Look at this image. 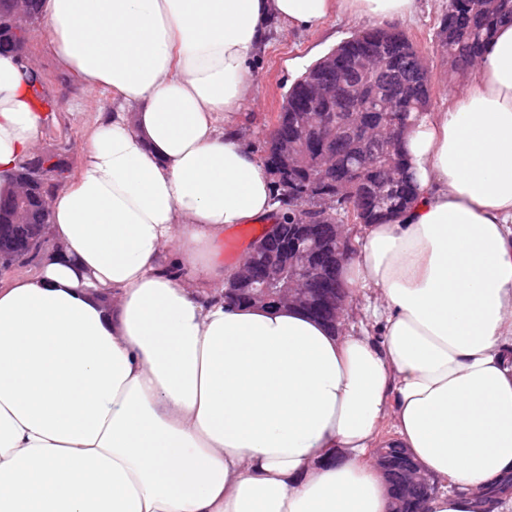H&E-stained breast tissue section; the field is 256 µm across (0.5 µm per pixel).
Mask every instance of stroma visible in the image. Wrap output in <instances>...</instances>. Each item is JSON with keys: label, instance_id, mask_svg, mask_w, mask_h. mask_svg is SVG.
<instances>
[{"label": "stroma", "instance_id": "35a3bbf8", "mask_svg": "<svg viewBox=\"0 0 512 512\" xmlns=\"http://www.w3.org/2000/svg\"><path fill=\"white\" fill-rule=\"evenodd\" d=\"M446 0H420V11L410 21L396 26L414 43L430 69L432 108H440L450 91L463 90L468 78H449L446 54L436 38L438 18ZM369 23L351 17H331L320 30L288 31L274 34L255 65L254 88L246 97L245 119L241 135L258 156L266 154V139L280 112L290 85L315 59L312 50L327 53ZM30 57L42 76L41 91L49 99L43 107L44 128L38 151L59 155L68 165L70 175H77L82 162L80 143L85 129L101 113L114 109L109 93H88L70 73L59 68L43 46V25L35 23L28 34Z\"/></svg>", "mask_w": 512, "mask_h": 512}]
</instances>
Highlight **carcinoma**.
I'll return each mask as SVG.
<instances>
[{
  "label": "carcinoma",
  "mask_w": 512,
  "mask_h": 512,
  "mask_svg": "<svg viewBox=\"0 0 512 512\" xmlns=\"http://www.w3.org/2000/svg\"><path fill=\"white\" fill-rule=\"evenodd\" d=\"M512 15V0H447L440 15L438 41L448 54L451 70L465 75L475 72L477 55L501 17ZM390 27L365 29L342 42L336 55V73L349 69L351 58L367 53L376 55L383 71L365 82L361 102L353 107L336 102L329 112L309 109L312 84L298 78L288 88V110L278 113L268 141L286 140L299 154L313 161L312 148L324 140L336 150L335 171L320 179L323 191L341 190L335 216L327 224H375L385 215L406 207L414 187L401 150L404 130L392 129L387 140L375 143L365 139L367 128L380 119L391 124L412 125L430 111L431 85L419 77L418 51L402 32L388 35ZM278 200L288 213L278 220L280 235L263 252L253 255L261 265L267 253L287 242L288 229L299 223L302 209L312 204L313 191L296 195L280 185ZM427 483L398 499H391L390 512H426L428 500L438 491ZM487 495L501 505L512 496V474L505 473L488 485Z\"/></svg>",
  "instance_id": "cac0c4a2"
}]
</instances>
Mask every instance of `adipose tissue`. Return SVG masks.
Returning a JSON list of instances; mask_svg holds the SVG:
<instances>
[{
    "instance_id": "adipose-tissue-1",
    "label": "adipose tissue",
    "mask_w": 512,
    "mask_h": 512,
    "mask_svg": "<svg viewBox=\"0 0 512 512\" xmlns=\"http://www.w3.org/2000/svg\"><path fill=\"white\" fill-rule=\"evenodd\" d=\"M419 0H41L44 45L126 106L86 132L51 201L55 251L0 281V512H389L370 451L449 481L429 512H483L512 471V18L469 86L402 140L413 201L363 225L343 274L381 339L224 300V233L273 222L242 141L251 62L332 15ZM0 55V198L43 132Z\"/></svg>"
}]
</instances>
